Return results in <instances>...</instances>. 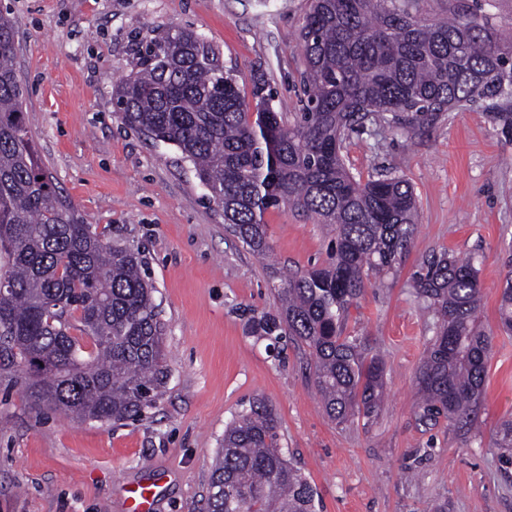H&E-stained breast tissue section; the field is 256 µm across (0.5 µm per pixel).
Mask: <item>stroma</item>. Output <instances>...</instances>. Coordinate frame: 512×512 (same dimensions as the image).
Instances as JSON below:
<instances>
[{
  "instance_id": "obj_1",
  "label": "stroma",
  "mask_w": 512,
  "mask_h": 512,
  "mask_svg": "<svg viewBox=\"0 0 512 512\" xmlns=\"http://www.w3.org/2000/svg\"><path fill=\"white\" fill-rule=\"evenodd\" d=\"M17 21L14 67L26 123L63 198L107 238L139 247L154 288L170 368L141 419L78 423L35 407L23 372L0 361V512H126L131 488L152 512H206L224 428L255 399L272 406L284 454L315 486L318 512H512V467L489 443L512 418V335L499 328L512 268V140L485 109H452L410 131L372 123L350 134V172L403 176L418 226L399 264L367 286L347 329L384 362L385 400L339 425L324 411L307 347L253 335L292 273L328 260L332 234L282 206L264 215L268 262L225 228L179 152L116 117L112 86L131 70V37L190 28L217 47L246 101L257 81L276 111L300 109L299 31L309 0H0ZM473 257L479 319L492 337L470 422L421 421L416 376L436 318L414 288L424 260Z\"/></svg>"
}]
</instances>
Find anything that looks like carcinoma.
Segmentation results:
<instances>
[{
  "label": "carcinoma",
  "instance_id": "cac0c4a2",
  "mask_svg": "<svg viewBox=\"0 0 512 512\" xmlns=\"http://www.w3.org/2000/svg\"><path fill=\"white\" fill-rule=\"evenodd\" d=\"M15 30L0 9V280L9 288L0 356L26 370L37 405L80 421L135 420L155 406L170 373L153 287L139 249L84 223L42 168L13 66ZM300 38L305 105L290 119L259 84L249 106L219 51L185 29L136 32L133 68L112 101L126 125L180 152L252 252H270L264 214L282 204L332 227L327 266L289 276L279 306L252 328L311 350L323 408L345 424L371 416L384 396L381 359L345 333L349 311L369 275L409 249L417 205L401 176H352L344 136L366 120L414 129L452 107L477 106L511 140L512 35L464 2L432 20L420 17V0H311ZM416 290L437 319L417 377L421 418L464 420L491 354L478 321L479 271L473 259L444 252L417 273ZM499 314L512 333V269ZM494 449L512 465V419L498 426ZM316 498L282 453L263 401L225 427L208 512H316Z\"/></svg>",
  "mask_w": 512,
  "mask_h": 512
}]
</instances>
